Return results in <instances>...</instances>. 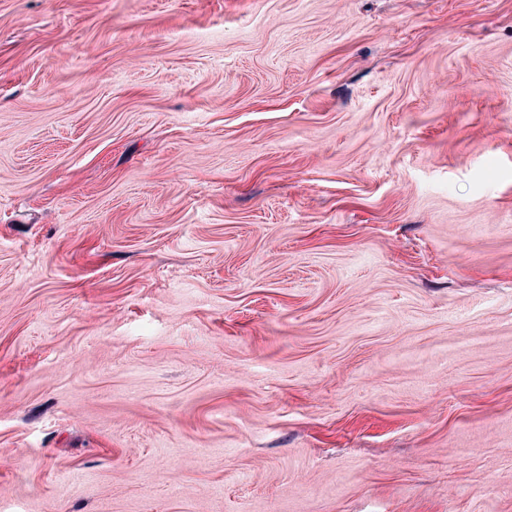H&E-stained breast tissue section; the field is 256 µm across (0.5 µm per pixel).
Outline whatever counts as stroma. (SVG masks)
I'll use <instances>...</instances> for the list:
<instances>
[{
	"instance_id": "stroma-1",
	"label": "stroma",
	"mask_w": 512,
	"mask_h": 512,
	"mask_svg": "<svg viewBox=\"0 0 512 512\" xmlns=\"http://www.w3.org/2000/svg\"><path fill=\"white\" fill-rule=\"evenodd\" d=\"M0 512H512V0H0Z\"/></svg>"
}]
</instances>
